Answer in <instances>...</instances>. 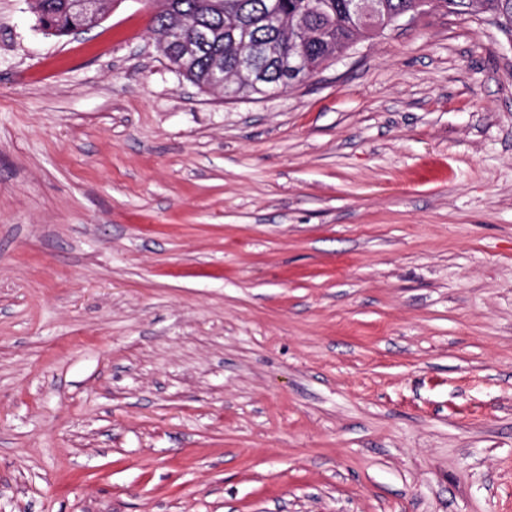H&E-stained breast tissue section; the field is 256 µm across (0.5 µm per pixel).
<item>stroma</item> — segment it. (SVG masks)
I'll use <instances>...</instances> for the list:
<instances>
[{"mask_svg": "<svg viewBox=\"0 0 512 512\" xmlns=\"http://www.w3.org/2000/svg\"><path fill=\"white\" fill-rule=\"evenodd\" d=\"M0 512H512V33L227 99L0 0Z\"/></svg>", "mask_w": 512, "mask_h": 512, "instance_id": "1", "label": "stroma"}]
</instances>
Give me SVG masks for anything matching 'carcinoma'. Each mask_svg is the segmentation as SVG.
Listing matches in <instances>:
<instances>
[{"label":"carcinoma","instance_id":"carcinoma-1","mask_svg":"<svg viewBox=\"0 0 512 512\" xmlns=\"http://www.w3.org/2000/svg\"><path fill=\"white\" fill-rule=\"evenodd\" d=\"M441 8L457 16L487 13L512 30V0H381L376 22L354 17L350 0H160L153 17L154 32L159 34L175 20L185 25L206 23L214 33L213 49L224 57V68L236 63L240 45L245 41L267 40L280 52L297 51L312 70L348 48L375 28L389 26L391 16L404 10L417 13L423 7ZM37 17L64 36L76 27H94L98 21L76 10L72 0H33ZM283 16L302 14L305 29H288L280 34L272 13ZM238 31L237 41L227 37V29ZM180 73L199 88H206L209 77V51H200L189 61L171 59Z\"/></svg>","mask_w":512,"mask_h":512}]
</instances>
